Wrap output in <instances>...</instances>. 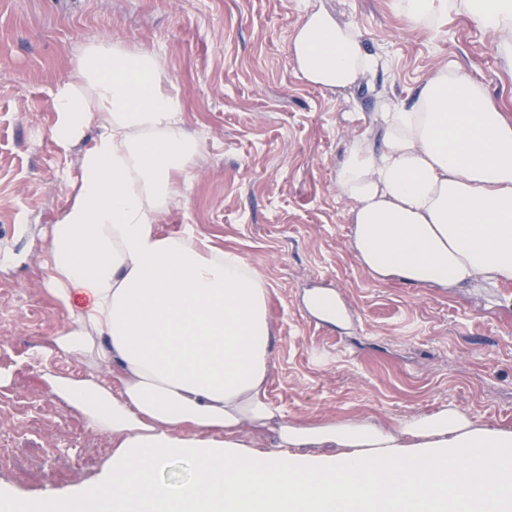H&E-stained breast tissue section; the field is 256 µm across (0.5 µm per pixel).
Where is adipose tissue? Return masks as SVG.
I'll return each instance as SVG.
<instances>
[{
  "label": "adipose tissue",
  "mask_w": 512,
  "mask_h": 512,
  "mask_svg": "<svg viewBox=\"0 0 512 512\" xmlns=\"http://www.w3.org/2000/svg\"><path fill=\"white\" fill-rule=\"evenodd\" d=\"M459 6L512 54V0ZM289 52L301 78L336 90L378 64L324 10L303 17ZM162 76L156 52L102 41L51 93L53 140L93 136L45 274L69 314L54 345L87 372L43 379L112 455L63 494L0 490V512H512V428L445 406L395 432L301 423L270 404L265 281L192 225L158 226L200 151ZM381 119V149L354 140L336 175L362 267L415 286L512 283V120L461 70L438 71L409 109ZM264 429L278 452L254 447ZM176 461L189 476L165 479Z\"/></svg>",
  "instance_id": "obj_1"
}]
</instances>
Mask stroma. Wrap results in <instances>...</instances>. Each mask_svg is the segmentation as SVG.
<instances>
[{"label": "stroma", "instance_id": "35a3bbf8", "mask_svg": "<svg viewBox=\"0 0 512 512\" xmlns=\"http://www.w3.org/2000/svg\"><path fill=\"white\" fill-rule=\"evenodd\" d=\"M324 9L360 36L377 69L344 90L300 78L289 56L302 19ZM157 52L201 148L191 189L159 219L195 225L242 254L268 285L267 397L296 421L363 418L393 428L454 406L512 428V283L415 287L378 278L351 249V201L336 184L354 139L380 147L379 115L409 107L439 69L468 72L512 113V60L464 11L414 26L392 0H0V486L25 497L92 481L112 455L82 415L52 397L44 368L79 376L55 352L68 313L43 284L47 235L68 205L90 139L61 148L50 92L83 45ZM339 291L353 318L316 325L311 290ZM42 410L38 424L23 416Z\"/></svg>", "mask_w": 512, "mask_h": 512}]
</instances>
